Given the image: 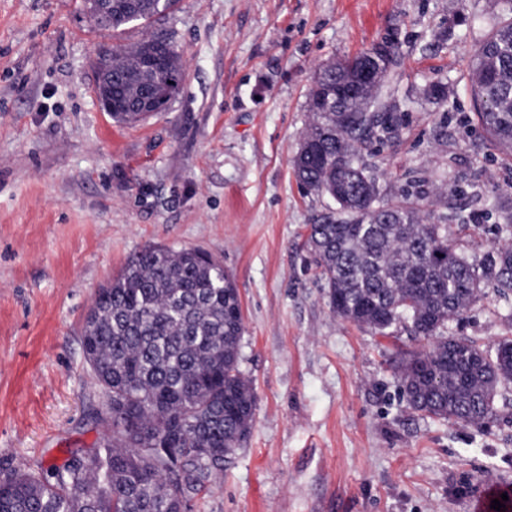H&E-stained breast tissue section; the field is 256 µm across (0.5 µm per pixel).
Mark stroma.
Instances as JSON below:
<instances>
[{"label":"stroma","instance_id":"35a3bbf8","mask_svg":"<svg viewBox=\"0 0 512 512\" xmlns=\"http://www.w3.org/2000/svg\"><path fill=\"white\" fill-rule=\"evenodd\" d=\"M502 0H178L155 26L183 50L168 111L112 120L95 95L100 47L82 0H0V462L28 471L91 447L101 387L81 327L97 290L148 244L224 265L244 316L250 434L190 512H472L512 488V384L477 427L408 409L392 369L411 342L331 312L306 244L334 209L291 159L316 71L395 32V138L367 159L382 197L409 196L474 263L512 241V159L467 89ZM447 88L443 100L430 85ZM450 334L512 338V292L488 288Z\"/></svg>","mask_w":512,"mask_h":512}]
</instances>
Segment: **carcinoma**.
I'll use <instances>...</instances> for the list:
<instances>
[{"instance_id": "obj_1", "label": "carcinoma", "mask_w": 512, "mask_h": 512, "mask_svg": "<svg viewBox=\"0 0 512 512\" xmlns=\"http://www.w3.org/2000/svg\"><path fill=\"white\" fill-rule=\"evenodd\" d=\"M177 0H112V16L87 11L104 30L145 28ZM472 55L469 80L476 118L512 157V0ZM167 46V68L184 73L174 34L146 32L131 44L102 48L95 79L130 96L155 76L142 59L152 43ZM370 50L318 70L325 90L354 80ZM384 81L365 96L336 100L313 119L292 159L297 181L337 205L309 225L307 242L337 318L386 334L406 324L413 350L395 360L409 407L453 423L483 426L499 412L498 389L512 383V339L494 349L448 335L487 287L512 290V244L478 266L456 251L445 225L402 198L381 197L362 151L396 130L384 112ZM133 104L112 119L137 123ZM243 315L237 288L221 263L199 249L147 245L95 294L83 322L85 360L103 389L110 432L61 465L28 472L0 464V512H183L224 471L247 439L256 411L239 369Z\"/></svg>"}]
</instances>
